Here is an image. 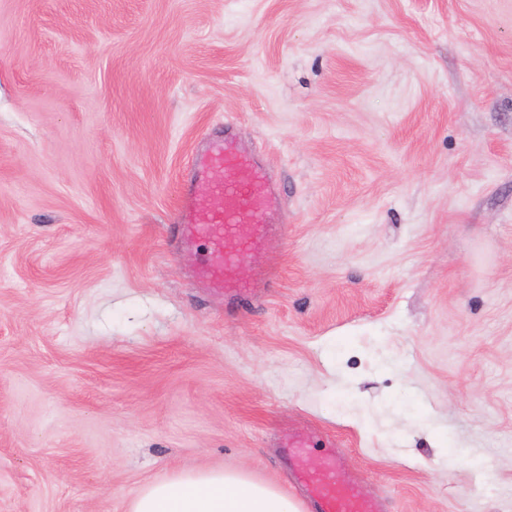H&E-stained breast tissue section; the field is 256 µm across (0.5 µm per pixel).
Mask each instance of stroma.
I'll return each mask as SVG.
<instances>
[{"instance_id": "obj_1", "label": "stroma", "mask_w": 512, "mask_h": 512, "mask_svg": "<svg viewBox=\"0 0 512 512\" xmlns=\"http://www.w3.org/2000/svg\"><path fill=\"white\" fill-rule=\"evenodd\" d=\"M269 168L280 271L177 246ZM316 431L383 512H512V0H0V512H127ZM189 179L180 208V237L186 243L205 238L211 258L201 270L210 288L240 294L226 273L242 258L259 256L268 224L257 220L261 210L258 187L265 191L268 208L278 196L266 168L253 156L241 155L231 138H212L205 150L188 163ZM219 172L223 179L215 180ZM219 200L214 205L213 199Z\"/></svg>"}]
</instances>
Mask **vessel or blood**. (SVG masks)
<instances>
[{
    "mask_svg": "<svg viewBox=\"0 0 512 512\" xmlns=\"http://www.w3.org/2000/svg\"><path fill=\"white\" fill-rule=\"evenodd\" d=\"M189 179L180 208V237L190 243L206 239L211 258L201 273L209 287L235 291L226 273L242 258L259 256L266 224L261 207H277L278 196L266 168L241 155L230 138L210 139L188 163ZM317 512H378L377 504L339 474L336 455L302 478Z\"/></svg>",
    "mask_w": 512,
    "mask_h": 512,
    "instance_id": "1",
    "label": "vessel or blood"
}]
</instances>
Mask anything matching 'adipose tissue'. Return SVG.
<instances>
[{"label":"adipose tissue","mask_w":512,"mask_h":512,"mask_svg":"<svg viewBox=\"0 0 512 512\" xmlns=\"http://www.w3.org/2000/svg\"><path fill=\"white\" fill-rule=\"evenodd\" d=\"M128 512H300V505L244 471L199 469L147 484Z\"/></svg>","instance_id":"1"}]
</instances>
